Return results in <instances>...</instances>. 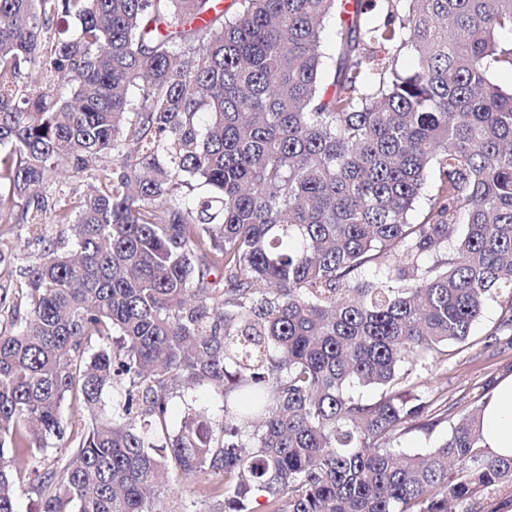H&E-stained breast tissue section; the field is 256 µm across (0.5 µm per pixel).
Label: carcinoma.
<instances>
[{
	"mask_svg": "<svg viewBox=\"0 0 512 512\" xmlns=\"http://www.w3.org/2000/svg\"><path fill=\"white\" fill-rule=\"evenodd\" d=\"M502 71L512 0H0V224L41 243L0 252V512L26 470L41 512H190L160 496L187 481L205 512L512 486L479 410L388 447L442 422L414 372L488 303L512 336ZM180 383L221 417L170 431Z\"/></svg>",
	"mask_w": 512,
	"mask_h": 512,
	"instance_id": "obj_1",
	"label": "carcinoma"
}]
</instances>
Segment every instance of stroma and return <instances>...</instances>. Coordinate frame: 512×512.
I'll list each match as a JSON object with an SVG mask.
<instances>
[{"mask_svg":"<svg viewBox=\"0 0 512 512\" xmlns=\"http://www.w3.org/2000/svg\"><path fill=\"white\" fill-rule=\"evenodd\" d=\"M500 314L499 305L489 304L467 342L449 345L446 361L418 370L417 389L428 398L430 414L442 421L432 434L406 433L395 448L416 453L441 442L462 411L483 407L496 382L512 375V340L494 334Z\"/></svg>","mask_w":512,"mask_h":512,"instance_id":"35a3bbf8","label":"stroma"}]
</instances>
